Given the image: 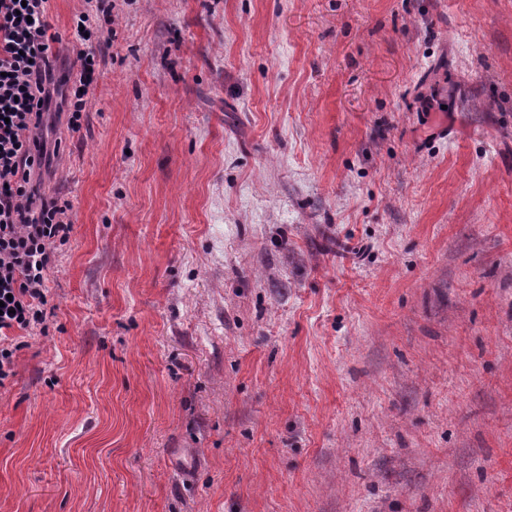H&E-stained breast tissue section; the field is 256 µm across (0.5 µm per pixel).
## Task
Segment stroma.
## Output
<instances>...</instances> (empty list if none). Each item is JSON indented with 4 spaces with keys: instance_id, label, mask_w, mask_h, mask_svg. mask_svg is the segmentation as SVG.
<instances>
[{
    "instance_id": "1",
    "label": "stroma",
    "mask_w": 512,
    "mask_h": 512,
    "mask_svg": "<svg viewBox=\"0 0 512 512\" xmlns=\"http://www.w3.org/2000/svg\"><path fill=\"white\" fill-rule=\"evenodd\" d=\"M113 15L0 512H512V0Z\"/></svg>"
}]
</instances>
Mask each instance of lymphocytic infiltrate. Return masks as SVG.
Segmentation results:
<instances>
[{
	"instance_id": "f902f5d3",
	"label": "lymphocytic infiltrate",
	"mask_w": 512,
	"mask_h": 512,
	"mask_svg": "<svg viewBox=\"0 0 512 512\" xmlns=\"http://www.w3.org/2000/svg\"><path fill=\"white\" fill-rule=\"evenodd\" d=\"M49 0H0V387L15 374L20 335L46 332L54 315L48 274L73 231L72 203L41 193L36 176L50 168L54 113L79 132L100 75L99 18L111 0H92L69 34L51 28ZM78 44L68 73L58 61L64 40Z\"/></svg>"
}]
</instances>
